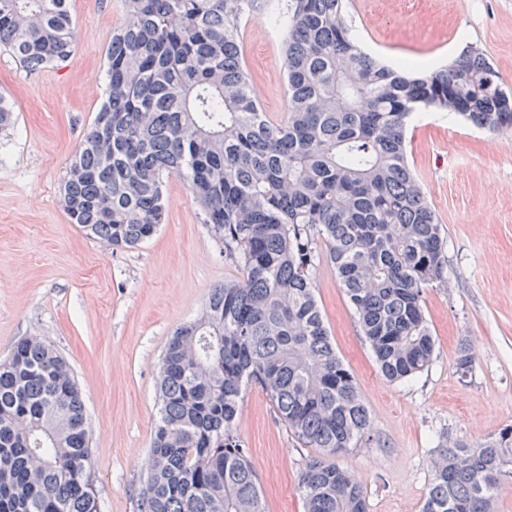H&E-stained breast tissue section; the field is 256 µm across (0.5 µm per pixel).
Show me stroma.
I'll use <instances>...</instances> for the list:
<instances>
[{
	"instance_id": "35a3bbf8",
	"label": "stroma",
	"mask_w": 512,
	"mask_h": 512,
	"mask_svg": "<svg viewBox=\"0 0 512 512\" xmlns=\"http://www.w3.org/2000/svg\"><path fill=\"white\" fill-rule=\"evenodd\" d=\"M69 9L67 61L31 70L0 48V96L13 112L0 130V360L30 335L62 354L82 392L99 512H139L167 344L239 271L174 174L164 178V223L137 247L110 246L71 223L64 183L106 97L107 48L126 0H70ZM346 21L384 63L431 56L440 66L474 44L512 85V0H348ZM241 31L261 106L280 123L281 35L264 12ZM406 155L448 257L447 284L423 293L436 341L430 365L409 381L385 379L333 268L314 274L336 352L371 415L370 442L339 459L362 484L367 512H421L445 439L475 443L512 424V130L492 134L423 110L407 125ZM464 342L474 355L465 374L456 365ZM237 431L267 512H304L299 475L318 449L296 440L258 387L243 396Z\"/></svg>"
}]
</instances>
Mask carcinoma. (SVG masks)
Returning <instances> with one entry per match:
<instances>
[{
  "label": "carcinoma",
  "instance_id": "1",
  "mask_svg": "<svg viewBox=\"0 0 512 512\" xmlns=\"http://www.w3.org/2000/svg\"><path fill=\"white\" fill-rule=\"evenodd\" d=\"M107 49V97L76 151L64 209L86 235L133 247L164 221L180 175L241 278L211 290L162 358L152 467L140 512H266L239 437L261 388L304 446L305 512H367L332 461L370 440L371 417L315 296L318 246L382 375L407 381L434 354L424 289L448 282L441 225L406 157L419 109L491 133L512 128V87L469 45L422 75L353 38L346 0H126ZM284 33L287 118L273 125L242 62L243 19ZM0 46L35 70L74 52L68 0H0ZM83 400L65 359L25 336L0 362V512H98ZM512 479V426L450 440L422 512H495Z\"/></svg>",
  "mask_w": 512,
  "mask_h": 512
}]
</instances>
